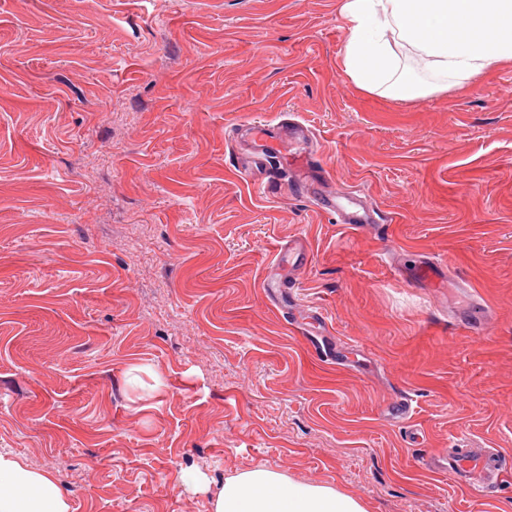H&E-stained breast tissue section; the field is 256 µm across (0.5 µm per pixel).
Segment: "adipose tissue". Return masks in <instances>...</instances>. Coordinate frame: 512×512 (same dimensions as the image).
I'll use <instances>...</instances> for the list:
<instances>
[{"mask_svg":"<svg viewBox=\"0 0 512 512\" xmlns=\"http://www.w3.org/2000/svg\"><path fill=\"white\" fill-rule=\"evenodd\" d=\"M348 38L341 64L363 92L394 100L468 87L512 65V0H339ZM411 48L428 60L437 83L422 85L400 70ZM0 512H72L52 474L0 451ZM211 512H367L345 491L255 468L225 479Z\"/></svg>","mask_w":512,"mask_h":512,"instance_id":"obj_1","label":"adipose tissue"}]
</instances>
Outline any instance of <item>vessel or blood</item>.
Wrapping results in <instances>:
<instances>
[{
	"label": "vessel or blood",
	"instance_id": "1",
	"mask_svg": "<svg viewBox=\"0 0 512 512\" xmlns=\"http://www.w3.org/2000/svg\"><path fill=\"white\" fill-rule=\"evenodd\" d=\"M251 144L254 153L261 160H284L287 170L302 169L304 177L300 178V190L315 197L319 207L327 212L338 213L341 223L353 224L363 228L376 221V210L371 203L359 201L354 206L342 205L339 197L322 192L321 186L326 179V172L311 151L313 142L311 131L302 122L281 121L251 126ZM294 141L305 145L306 153L281 157L278 146L284 141ZM309 318L320 325L319 334L313 335L312 343L324 356L337 357L338 351L328 331H325L326 316L321 309L314 308L308 313ZM435 469L462 474L472 480L474 486L483 491H492L505 478L512 476V470L500 465L498 455L491 450L480 448H454L442 453L432 462Z\"/></svg>",
	"mask_w": 512,
	"mask_h": 512
}]
</instances>
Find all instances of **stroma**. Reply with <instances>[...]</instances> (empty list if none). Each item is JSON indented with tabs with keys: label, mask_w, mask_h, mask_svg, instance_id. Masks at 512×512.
<instances>
[{
	"label": "stroma",
	"mask_w": 512,
	"mask_h": 512,
	"mask_svg": "<svg viewBox=\"0 0 512 512\" xmlns=\"http://www.w3.org/2000/svg\"><path fill=\"white\" fill-rule=\"evenodd\" d=\"M347 35L338 0H0V449L73 512H211L256 467L368 512H512V479L427 465H512V70L367 95ZM289 117L375 224L255 166L238 127ZM297 239L292 326L264 282ZM308 318H310L314 323L321 327V332L316 335H310V342H312L317 349L321 351V353L325 357H340V351L336 349V345L331 339V333L326 330V316L319 308H313L308 312ZM431 465L438 470H450L454 474H464L472 480L474 486L485 492H492L500 482L511 475L499 464L498 455L482 448H451L442 453Z\"/></svg>",
	"instance_id": "stroma-1"
}]
</instances>
